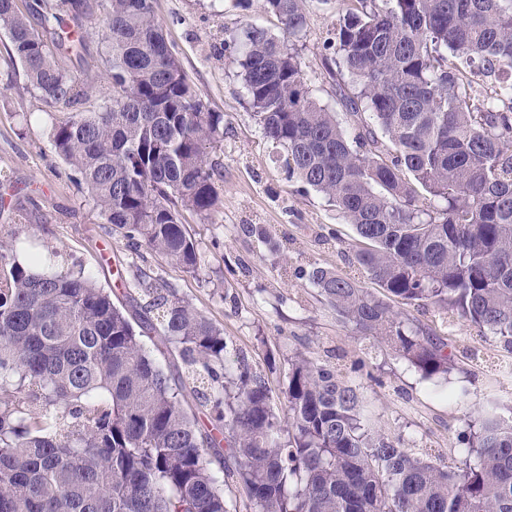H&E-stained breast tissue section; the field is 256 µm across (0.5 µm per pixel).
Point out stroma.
Here are the masks:
<instances>
[{
	"label": "stroma",
	"mask_w": 512,
	"mask_h": 512,
	"mask_svg": "<svg viewBox=\"0 0 512 512\" xmlns=\"http://www.w3.org/2000/svg\"><path fill=\"white\" fill-rule=\"evenodd\" d=\"M104 6L105 0H81L79 14L63 17L84 35L82 45L68 52L67 66L88 92L85 111L112 98L101 37ZM154 8L198 96L224 115V138L211 154L220 204L209 217L184 216L198 247L199 270L187 272L146 246L132 245L103 222L51 148L43 102L22 69L7 67L10 42L0 32V228L12 233L14 257L22 261L28 252L58 248L65 266L83 267L120 305L131 302L127 279L143 271L221 328L231 342L229 364L245 360L273 394L285 387L294 354L329 363L363 386L376 427L458 466L459 434L475 409L491 396L512 402V373L497 371L512 364V354L476 326L457 322L448 329L450 337L476 348L479 359L461 363L447 378L427 380L342 323L296 272L313 265L348 272L353 229L322 195L300 194L285 180L251 117L238 66L224 50L225 38L243 20L275 35L279 20L238 0H154ZM339 8L338 0L307 8L306 36L296 45L320 101L336 111L341 104L323 67L322 43ZM251 224L268 228L281 250L271 251L249 234ZM458 386L469 391L462 404L443 395Z\"/></svg>",
	"instance_id": "35a3bbf8"
}]
</instances>
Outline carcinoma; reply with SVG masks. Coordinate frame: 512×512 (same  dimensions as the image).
I'll list each match as a JSON object with an SVG mask.
<instances>
[{
  "instance_id": "carcinoma-1",
  "label": "carcinoma",
  "mask_w": 512,
  "mask_h": 512,
  "mask_svg": "<svg viewBox=\"0 0 512 512\" xmlns=\"http://www.w3.org/2000/svg\"><path fill=\"white\" fill-rule=\"evenodd\" d=\"M305 2L261 0L281 38L247 20L224 40L288 182L327 198L355 233L354 273L298 275L425 379L455 369L453 345L390 299L431 305L512 353V0H342L324 67L355 89L341 94L350 130L287 44L304 30ZM79 7L26 15L0 0L9 62L50 109L88 93L57 55L71 33L53 49L38 28ZM102 39L112 101L53 118L51 147L112 232L195 272L183 213L218 204L208 155L224 113L204 106L153 0H108ZM4 259L0 512H229L231 481L247 512H512V407L497 399L460 436L474 461L452 468L371 427L362 388L325 362L290 359L281 400L248 367L230 372L223 330L143 272L128 286L153 319L81 269ZM176 361L209 385V431L182 404Z\"/></svg>"
}]
</instances>
